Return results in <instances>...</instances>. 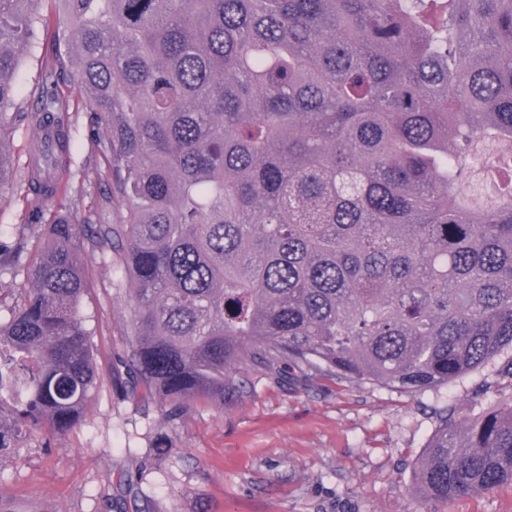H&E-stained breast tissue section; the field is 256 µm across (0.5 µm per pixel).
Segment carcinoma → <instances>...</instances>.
I'll return each mask as SVG.
<instances>
[{"label": "carcinoma", "mask_w": 512, "mask_h": 512, "mask_svg": "<svg viewBox=\"0 0 512 512\" xmlns=\"http://www.w3.org/2000/svg\"><path fill=\"white\" fill-rule=\"evenodd\" d=\"M43 0H0V190L12 122L51 127L27 177L62 192L70 116L47 67L30 112L14 75ZM57 38L90 96L110 224L75 201L40 225L23 301L0 320V450L89 407L87 254L124 265L130 379L178 406L243 395L280 364L404 392L512 350V0H58ZM498 201L465 196L475 168ZM421 458L424 496L512 485V398L451 407Z\"/></svg>", "instance_id": "carcinoma-1"}]
</instances>
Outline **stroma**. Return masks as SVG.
I'll use <instances>...</instances> for the list:
<instances>
[{"label":"stroma","instance_id":"1","mask_svg":"<svg viewBox=\"0 0 512 512\" xmlns=\"http://www.w3.org/2000/svg\"><path fill=\"white\" fill-rule=\"evenodd\" d=\"M43 14L46 27L16 75L22 107L46 64L66 52L54 36L56 0H45ZM55 82L72 117L67 193L80 200L75 218L109 223L102 207L108 184L84 180L88 169L105 166L87 138V95L69 67L57 69ZM37 145L36 130L16 123L12 183L0 192V243L11 264L0 274L1 319L26 288L36 255L22 175ZM86 275L81 313L94 346L97 388L68 433L35 434L0 451V496L18 512H512L510 485L445 503L414 491L436 410L453 405L472 418L512 397V376L498 363L421 393L246 367L238 372L241 399L193 402L172 418L169 400L122 396L113 387L126 372L133 331L123 268L95 254Z\"/></svg>","mask_w":512,"mask_h":512}]
</instances>
